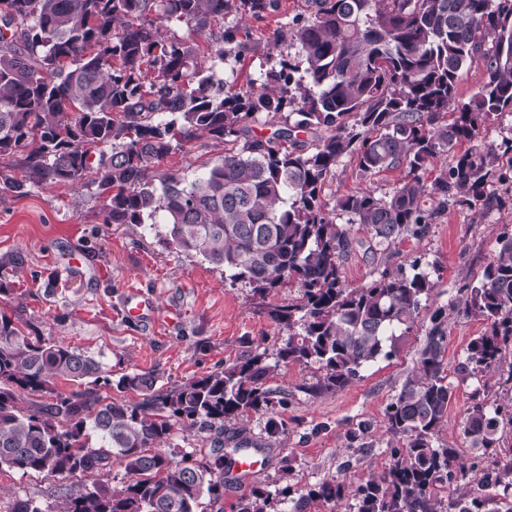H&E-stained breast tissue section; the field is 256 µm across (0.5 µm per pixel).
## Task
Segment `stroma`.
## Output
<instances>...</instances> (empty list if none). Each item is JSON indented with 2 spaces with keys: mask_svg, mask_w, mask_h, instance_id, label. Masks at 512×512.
<instances>
[{
  "mask_svg": "<svg viewBox=\"0 0 512 512\" xmlns=\"http://www.w3.org/2000/svg\"><path fill=\"white\" fill-rule=\"evenodd\" d=\"M311 12L309 0H278L277 9L260 20L225 15V24L240 25L248 33L244 58L226 61L225 73L242 85L274 65L271 46L295 53L296 45L278 42L277 37L295 18ZM223 153L220 141L198 142L172 153L161 169L187 175ZM400 176L397 170L361 176L355 160L346 157L327 180L323 199L331 205L338 194L357 190L381 196L392 191ZM489 192L503 197V204L472 210L449 207L424 237L408 236L373 254L361 246L369 238L366 230L351 224L349 215L336 213V222L350 224L358 242L342 262L347 285L362 286L381 273L416 266L429 272L435 287L395 354L366 368L361 379L344 389L311 394L307 386L313 381L312 368L278 366L271 384L287 395L278 417L288 432L272 443L266 416L250 414L237 420V428L258 444L264 464L246 476L226 470L225 504L237 502L257 486H287L296 495L336 478L354 486L388 467L392 458L385 409L416 367L431 312L439 307L448 310L444 367L450 376L470 340L485 329L482 321L458 313L455 306L481 278L497 237L504 228H512L511 165L500 163ZM103 205L102 198L91 192L64 185H34L23 196L0 194V269L12 288L10 295H0V311L21 313L44 335L103 358L115 379L154 369L164 385L175 386L254 351L276 355L287 334L270 322L265 308L295 301L296 289L256 297L248 285L230 284L221 269L166 246L144 225L102 223ZM19 253L25 262L17 267L13 259ZM132 290L155 301L158 317L136 323L122 318V302ZM474 391L471 383L457 386L436 439L437 445L457 449L464 465L476 457L461 434ZM81 484L76 476L1 469L0 512H11L19 499L46 507L55 502L59 488Z\"/></svg>",
  "mask_w": 512,
  "mask_h": 512,
  "instance_id": "stroma-1",
  "label": "stroma"
}]
</instances>
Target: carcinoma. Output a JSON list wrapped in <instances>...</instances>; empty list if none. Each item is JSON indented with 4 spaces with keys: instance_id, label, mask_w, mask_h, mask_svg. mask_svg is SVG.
<instances>
[{
    "instance_id": "cac0c4a2",
    "label": "carcinoma",
    "mask_w": 512,
    "mask_h": 512,
    "mask_svg": "<svg viewBox=\"0 0 512 512\" xmlns=\"http://www.w3.org/2000/svg\"><path fill=\"white\" fill-rule=\"evenodd\" d=\"M312 7L288 32L297 54L280 55L260 83L237 85L205 74L194 37H206L209 60L237 61L247 50L240 28L214 22L229 12L261 19L277 0H0V157L25 153L20 176H0V192L93 188L105 197L104 224L162 227L166 243L261 298L297 289V302L267 315L288 332L278 360L316 367L307 387L316 395L390 357L434 288L427 274L403 270L347 287L341 265L353 239L326 209L325 183L349 156L366 177L406 171L388 194L335 199L378 246L425 235L450 206L492 203L488 178L503 158L512 164V139L498 149L455 148L512 113V0ZM171 24L186 35L164 36ZM477 58L484 81L459 101L462 71ZM263 113L277 119L268 135L254 129ZM204 137L224 143L217 162L190 179L158 173L173 150ZM448 153L451 165L427 182L429 166ZM463 313L487 327L456 375L480 382L512 355V233L497 239ZM430 323L415 374L386 408L397 440L391 466L354 487L325 481L296 498L288 486L255 488L238 512H268L273 495L288 500L287 512L344 500L350 512H512V448L497 437L501 422L512 425V396L503 403L474 393L462 425L479 452L470 468L457 464V449L437 447L455 389L444 370L443 309ZM275 370L263 351L174 387L154 371L114 384L102 361L0 312V469L92 479L60 489L50 512H223V446L198 460L161 444L177 427L222 430L249 413L267 416L268 437L285 434ZM60 380L82 389L61 392ZM101 384L135 398L103 396ZM114 459L125 472L116 484Z\"/></svg>"
}]
</instances>
